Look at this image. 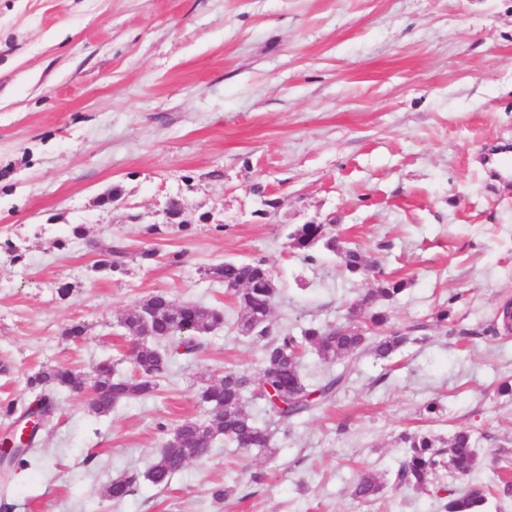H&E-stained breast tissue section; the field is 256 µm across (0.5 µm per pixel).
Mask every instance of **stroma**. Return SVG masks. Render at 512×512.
<instances>
[{
	"label": "stroma",
	"instance_id": "35a3bbf8",
	"mask_svg": "<svg viewBox=\"0 0 512 512\" xmlns=\"http://www.w3.org/2000/svg\"><path fill=\"white\" fill-rule=\"evenodd\" d=\"M502 144L512 145V0H0V241L23 256L0 252V401L27 406V379L46 366L89 383L103 361L129 375L123 322L151 295L224 313L148 397L97 417L60 392L34 460L12 471L10 512H440L445 489L469 483L488 486L485 512H512L493 485L512 450L501 389L512 332L498 320L512 303V177L486 162ZM115 187L119 200L101 204ZM172 197L188 227L169 222ZM310 221L336 224L405 279L380 308L395 329L434 323L430 338L384 362L308 354L309 383L334 370L348 384L278 427L272 455L219 437L168 487L142 479L125 499L107 497L113 479L148 468L164 428L205 419L200 386L260 365V340L239 332L240 310L209 267L264 259L277 286L269 322L295 333L339 322L377 288L335 253L293 252L288 233ZM77 225L122 245L124 269L96 268ZM145 248L154 262L139 260ZM74 324L83 340L66 336ZM460 430L478 438L469 482L390 484L402 432ZM364 470L385 482L371 502L352 494ZM232 481L236 495L214 502Z\"/></svg>",
	"mask_w": 512,
	"mask_h": 512
}]
</instances>
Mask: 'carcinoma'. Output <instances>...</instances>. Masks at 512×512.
Wrapping results in <instances>:
<instances>
[{
    "mask_svg": "<svg viewBox=\"0 0 512 512\" xmlns=\"http://www.w3.org/2000/svg\"><path fill=\"white\" fill-rule=\"evenodd\" d=\"M186 208L179 198L169 200L168 217L176 224H187ZM72 234L87 239L93 251L102 255L100 268L111 272L123 269L125 252L103 246L86 238L83 228L75 226ZM290 248L304 259H312L311 250L320 245L333 253H340L345 270L353 275L371 276L379 287L352 302L346 309L343 321L330 326H309L294 334H271L268 317L274 306L276 289L267 287L268 267L263 259L241 262H224L206 270V275L224 283L225 293L242 311L238 330L243 334L257 333L265 339L261 349V364L254 372L228 369L213 384H206L197 391L199 405L209 410L203 422L186 420L175 428L180 442L165 440L161 450L144 472V478L157 487L168 485L172 476L186 464L189 450L199 452L197 460L209 457L213 441L222 436L236 447L263 453L271 448V432L257 423L243 409L246 397L263 403L268 414L284 425L294 418L314 412L319 404L335 397L347 383L345 373L326 376L317 385L309 384L301 372V360L315 352L325 363L334 364L345 357L369 351L378 359H388L403 344L426 339L429 325L416 323L400 330H389L390 317L376 309V303L400 294L405 282L385 272L376 261H368L363 253L342 245L340 233L331 224H299L289 234ZM153 308L151 339L180 337L173 352L193 354L201 347L199 338L224 324V313L194 303L178 302L159 293L144 300ZM133 371L128 376L114 374L112 365L98 367L95 384L106 390L107 395L88 404L89 413L105 416L112 407L123 401L146 397L157 389L158 379L170 368L172 356L148 343L142 344L131 356ZM29 388L38 391L36 402L39 412L57 414L58 390L74 391L80 384L79 374L64 367H45L27 379ZM400 443L405 448V459L394 473L393 484L398 488L413 490L440 486L448 478L465 479L475 469L477 440L468 431H458L443 442L438 437L413 432L402 434ZM38 435L31 434L28 447L15 455L14 464L28 466L37 451ZM139 473L131 472L112 481L106 488L109 497L120 501L134 491ZM384 483L371 473L358 475L353 485L355 498L372 501L383 490ZM486 500L484 491L468 488L450 497L444 512H480Z\"/></svg>",
    "mask_w": 512,
    "mask_h": 512,
    "instance_id": "carcinoma-1",
    "label": "carcinoma"
}]
</instances>
